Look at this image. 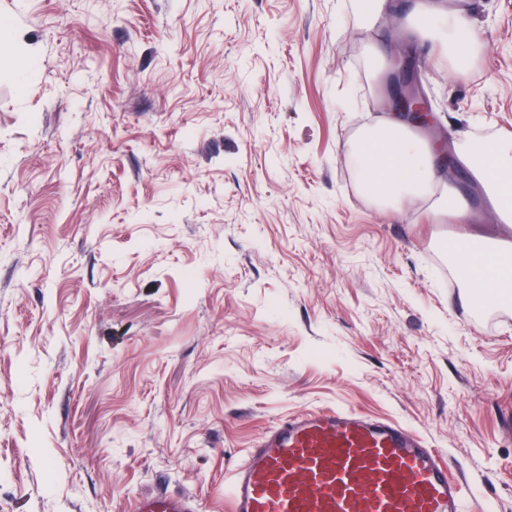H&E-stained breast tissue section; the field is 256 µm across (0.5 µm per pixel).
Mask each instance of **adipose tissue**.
I'll return each instance as SVG.
<instances>
[{"label":"adipose tissue","mask_w":512,"mask_h":512,"mask_svg":"<svg viewBox=\"0 0 512 512\" xmlns=\"http://www.w3.org/2000/svg\"><path fill=\"white\" fill-rule=\"evenodd\" d=\"M414 33L448 38V49L460 53L469 45L471 28L460 14L448 11L443 0H418L408 20ZM360 173V185L377 202L399 207L408 198L428 196L435 217L467 218L466 205L448 185L436 165L432 145L409 130L402 116L391 113L380 125L359 132L349 149ZM469 159L477 171L498 218L512 223V139L473 146ZM470 297L480 302L512 290V252L480 244L454 251Z\"/></svg>","instance_id":"ef3b65f1"}]
</instances>
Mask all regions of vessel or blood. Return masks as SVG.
I'll list each match as a JSON object with an SVG mask.
<instances>
[{"instance_id":"obj_1","label":"vessel or blood","mask_w":512,"mask_h":512,"mask_svg":"<svg viewBox=\"0 0 512 512\" xmlns=\"http://www.w3.org/2000/svg\"><path fill=\"white\" fill-rule=\"evenodd\" d=\"M231 512H484L438 450L400 424L346 410L273 426L232 470ZM128 512H197L187 496L134 499Z\"/></svg>"}]
</instances>
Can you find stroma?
<instances>
[{"label":"stroma","instance_id":"stroma-1","mask_svg":"<svg viewBox=\"0 0 512 512\" xmlns=\"http://www.w3.org/2000/svg\"><path fill=\"white\" fill-rule=\"evenodd\" d=\"M467 74L408 41L452 154L512 137V0H445ZM358 0H0L37 54L0 80V512H228L244 449L340 406L401 422L512 512V303L474 311L448 244L512 246L365 195L348 146L390 72ZM128 512H196L195 501L191 497H142L134 499Z\"/></svg>","mask_w":512,"mask_h":512}]
</instances>
